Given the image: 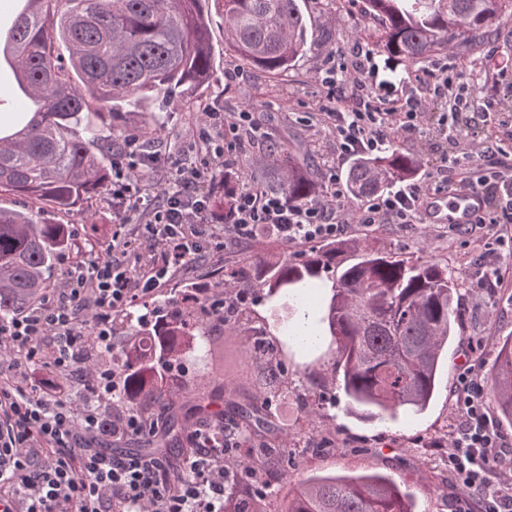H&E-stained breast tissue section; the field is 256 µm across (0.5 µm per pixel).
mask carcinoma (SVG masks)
<instances>
[{
  "label": "carcinoma",
  "instance_id": "obj_1",
  "mask_svg": "<svg viewBox=\"0 0 512 512\" xmlns=\"http://www.w3.org/2000/svg\"><path fill=\"white\" fill-rule=\"evenodd\" d=\"M224 22L227 47L248 64L280 74L315 44V29L299 0H25L0 53L12 58L14 83L37 105L26 124L0 136V192L48 201L67 212L110 193L112 150L128 130L105 125L104 113L134 111L147 99L167 111L177 89L204 94L214 77L209 3ZM381 23L379 48L387 59L412 66L439 52L481 44L495 33L512 0H362ZM278 162L269 190L293 201L317 186L288 151L273 142ZM419 159L395 149L387 157H360L345 179L354 198L378 193L415 173ZM71 247L63 224H42L38 212L0 207V320L31 306L50 287L60 256ZM352 252V262L341 255ZM225 276L295 305L333 279L327 315L337 343V367L348 412L366 420L395 416L400 408L424 411L435 392L441 355L455 335L459 280L448 266L402 259L360 243L328 242L301 261L268 260ZM129 325L125 347L112 356L124 375L125 397L135 412L172 410L158 448H171L189 423L236 431L253 459L273 453L274 430L263 405L236 407L226 422L216 395L191 390L180 378L183 357L198 350L203 322L197 309ZM498 420L512 427V339L500 343L490 373ZM223 512H263L261 494L224 495ZM284 512H414L410 495L381 475L314 477Z\"/></svg>",
  "mask_w": 512,
  "mask_h": 512
}]
</instances>
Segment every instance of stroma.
<instances>
[{
  "mask_svg": "<svg viewBox=\"0 0 512 512\" xmlns=\"http://www.w3.org/2000/svg\"><path fill=\"white\" fill-rule=\"evenodd\" d=\"M306 7L311 19L321 25L319 43L280 75L248 66L226 50L222 23L214 21L211 34L219 52L218 81L209 92L207 106L202 109L188 101L164 113V127L153 135L152 151L164 158L178 156L187 145L189 132L204 122L206 112L246 109L269 139L287 143L318 187L327 186L331 172H344L350 159L336 158L330 138L314 118L325 104L317 77L329 59L357 42L374 49L379 78L384 82L381 92L390 99L420 91L434 64H417L401 78H390L387 59L376 49L377 20L365 16L361 9L348 8L345 0H307ZM447 63L449 72L459 74L478 96L495 102L497 109L496 115L487 118L475 115L470 127L461 131L463 145L475 150L481 143L496 141L503 148H512V126L500 118L501 113H512V19H502L496 36L476 51L448 57ZM40 219L46 224L66 225L72 239L70 252L57 265L56 285H63L68 268L86 256L112 251L118 220L111 198H95L69 212L44 203ZM346 237L408 260L446 264L461 277V325L444 355L436 394L419 415L401 413L393 420L372 422L348 415L334 379L335 343L327 337L322 343L303 347L284 334L285 328H296L304 320L318 322L319 303L330 297V289H319V302L308 312L297 311L284 320L273 314L281 300L254 289L247 314L252 326L262 329L269 345L276 347V360L284 371V388L266 395L264 403L278 427L281 447L288 450L289 465L283 468L269 463L260 479H234L229 487L243 495L261 491L264 512H283L294 489L309 478L379 473L390 476L412 495L417 512H478L479 492L463 489L448 469V437L458 424L452 394L463 367L469 365L479 374L485 403L493 401L488 373L500 342L512 337V253H502L497 279L480 288L476 280L488 258L485 244L456 236L447 225L353 224ZM314 249L311 243L294 245L271 232H258L240 243L209 251L176 273L164 288L139 299L127 313L135 317L150 308H167L191 287L215 288L233 267L269 256L298 261ZM250 344V336L241 328L207 323L203 348L185 357L182 376L193 383L223 388L234 394L236 401H244L256 392L252 380L258 367Z\"/></svg>",
  "mask_w": 512,
  "mask_h": 512,
  "instance_id": "1",
  "label": "stroma"
}]
</instances>
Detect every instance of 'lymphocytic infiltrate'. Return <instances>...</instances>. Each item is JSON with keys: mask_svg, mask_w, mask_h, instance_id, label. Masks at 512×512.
I'll use <instances>...</instances> for the list:
<instances>
[{"mask_svg": "<svg viewBox=\"0 0 512 512\" xmlns=\"http://www.w3.org/2000/svg\"><path fill=\"white\" fill-rule=\"evenodd\" d=\"M354 52L355 64L332 62L320 79L329 105L317 120L332 128L337 155H377L397 139L417 138L426 120L422 99L384 100L372 50L359 45ZM427 96L445 107L436 126L446 135L458 130L463 114L482 109L468 85L444 66L433 71ZM217 127L223 130L220 144L210 134ZM259 135L249 112L209 113L156 206L147 202L156 154L135 135L127 136L125 151L113 154L112 206L138 216L136 231L117 229L111 254L98 258L91 272L72 268L65 287L47 289L29 308L0 321V353L8 356L11 369L35 360L45 338L55 342L51 375L40 388L21 378H0V512H216L230 480L224 451L240 445L235 433H226L220 443L193 434L194 452L174 477L164 456L92 446V439L137 435L149 425L132 412L104 424L101 408L121 392L118 371L90 377L95 406L81 413L58 396L55 382L85 364L87 341L110 347L112 315L164 287L208 249L261 230L304 244L340 237L352 224H417L424 220L429 194L464 186L483 194L487 210L475 223L453 225L456 235L469 238L480 230L497 238L500 225L512 223V214L498 212L494 202L496 195L512 196V162L484 168L462 161L453 149L436 171L402 179L398 189L365 197L354 208L343 204L341 178L334 173L322 198L291 201L251 184L235 192L228 213H214L204 185L236 165L246 137ZM452 399L459 424L448 443L450 469L463 487L482 492L481 512H512V495L491 481L493 471L506 465L507 442L490 421L473 371L461 373Z\"/></svg>", "mask_w": 512, "mask_h": 512, "instance_id": "1", "label": "lymphocytic infiltrate"}]
</instances>
